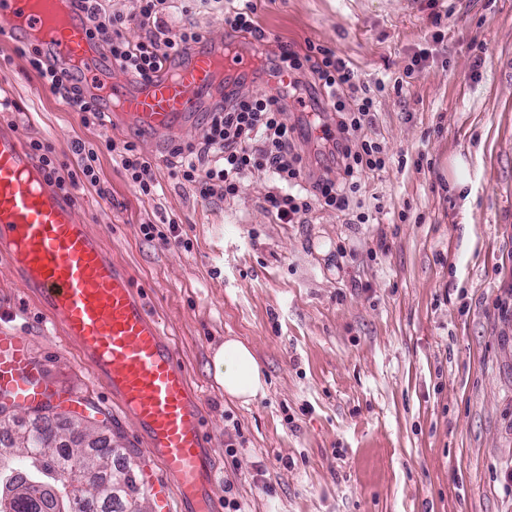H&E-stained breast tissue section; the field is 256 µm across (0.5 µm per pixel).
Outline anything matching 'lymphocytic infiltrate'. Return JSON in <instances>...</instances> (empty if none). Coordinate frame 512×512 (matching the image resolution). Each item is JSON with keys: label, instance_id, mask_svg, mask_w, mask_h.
<instances>
[{"label": "lymphocytic infiltrate", "instance_id": "f902f5d3", "mask_svg": "<svg viewBox=\"0 0 512 512\" xmlns=\"http://www.w3.org/2000/svg\"><path fill=\"white\" fill-rule=\"evenodd\" d=\"M73 2L85 13L88 34L96 45L106 47L119 70L136 75L144 84L158 79L167 64L204 41L202 32L190 23L183 25L178 34H170L164 21L170 0H133L134 9L126 16L107 13L103 0ZM132 26L140 30L134 40L126 35ZM21 52L49 90L79 114L84 126L104 121L101 96L89 93L42 47L27 43ZM285 73L291 75V82L273 93L244 97L232 90L222 92L207 112L197 140L172 147L168 162L171 178L208 202L235 197L248 173L265 170L283 185L282 190L264 197L267 211L283 224L301 223L316 205L339 212L349 210L361 189L362 177L384 169L388 160L383 143L371 138L359 142L354 139L357 131L371 124L376 99L361 83L357 71L334 49L322 44L308 43L302 53L281 45L273 74L278 77ZM289 99L309 114L329 110L335 115L334 126L322 128L324 141L332 145L334 165L311 180L306 177L296 147L302 129L284 120ZM29 148L46 177L61 192H69L81 183L99 186V150L85 142L78 140L73 145L79 157L74 171L56 162L49 144L34 139ZM103 150L118 153L125 178L140 195L155 193L157 184L151 165L133 143L119 147L108 142Z\"/></svg>", "mask_w": 512, "mask_h": 512}]
</instances>
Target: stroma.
<instances>
[{"label":"stroma","instance_id":"35a3bbf8","mask_svg":"<svg viewBox=\"0 0 512 512\" xmlns=\"http://www.w3.org/2000/svg\"><path fill=\"white\" fill-rule=\"evenodd\" d=\"M237 4L178 0L167 25L175 34L195 23L207 48L232 41L256 66L279 43L302 52L313 42L367 87L408 77L402 95L378 94L372 124L355 134L390 154L362 182L367 223L318 206L303 223H279L264 208L275 181L263 170L233 199L196 200L165 158L193 134L84 127L6 37L0 124L48 142L72 167L77 139L130 141L150 162L159 187L147 198L119 156L101 153L112 197L77 188L78 218L129 271L200 392L224 500L247 512H512V0H257L262 44L227 38L224 13ZM433 10L447 17L442 29ZM423 49L432 63L406 75ZM256 66L238 76L239 95L276 89ZM147 221L176 222L189 248L146 239ZM0 307L28 340L37 377L62 394L50 418L117 435L143 512H179L177 495L148 492L170 478L146 458L133 421L4 263ZM230 337L252 347L267 380L245 405L207 367Z\"/></svg>","mask_w":512,"mask_h":512}]
</instances>
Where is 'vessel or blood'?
<instances>
[{"mask_svg":"<svg viewBox=\"0 0 512 512\" xmlns=\"http://www.w3.org/2000/svg\"><path fill=\"white\" fill-rule=\"evenodd\" d=\"M64 11L66 23L43 45L67 67L87 61L82 80L97 90L111 62H99L72 0H0V29L17 37L44 28ZM252 60L239 52L188 51L148 85L125 77L111 84L104 112L111 126L156 134L195 128L218 70L238 71ZM77 199L51 183L23 147L14 127L0 125V260L18 276L53 330L75 343L91 377L135 421L149 458L170 475L180 512H222L216 488L215 448L203 428L202 397L159 320L133 286L128 270L112 260L99 235L76 217ZM0 394L15 406L46 404L50 391L32 370L19 334L0 336Z\"/></svg>","mask_w":512,"mask_h":512,"instance_id":"vessel-or-blood-1","label":"vessel or blood"}]
</instances>
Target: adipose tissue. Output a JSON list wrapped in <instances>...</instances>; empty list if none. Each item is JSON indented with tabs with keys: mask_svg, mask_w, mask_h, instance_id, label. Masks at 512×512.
I'll return each mask as SVG.
<instances>
[{
	"mask_svg": "<svg viewBox=\"0 0 512 512\" xmlns=\"http://www.w3.org/2000/svg\"><path fill=\"white\" fill-rule=\"evenodd\" d=\"M211 368L226 397L248 403L263 394L264 374L252 349L243 342L229 338L212 354Z\"/></svg>",
	"mask_w": 512,
	"mask_h": 512,
	"instance_id": "ef3b65f1",
	"label": "adipose tissue"
}]
</instances>
